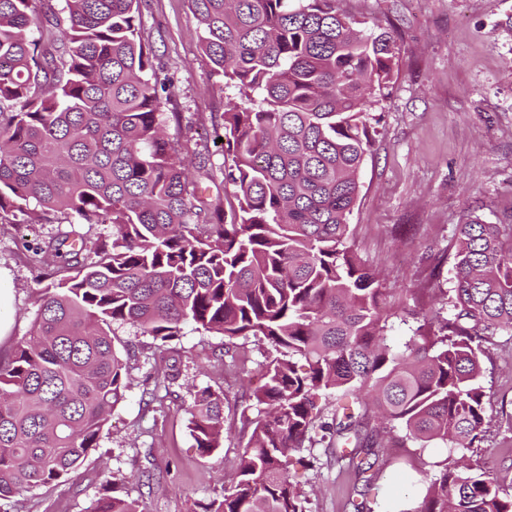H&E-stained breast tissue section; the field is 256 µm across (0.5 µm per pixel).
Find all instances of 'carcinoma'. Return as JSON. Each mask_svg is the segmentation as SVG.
I'll list each match as a JSON object with an SVG mask.
<instances>
[{"label":"carcinoma","instance_id":"carcinoma-1","mask_svg":"<svg viewBox=\"0 0 512 512\" xmlns=\"http://www.w3.org/2000/svg\"><path fill=\"white\" fill-rule=\"evenodd\" d=\"M190 2L204 55L238 90L221 115L225 208L165 132L140 0H65L45 42L29 37L31 0H0V223L71 226L33 249L55 260L42 263L30 336L0 362V502L70 479L98 448L128 388L114 323L159 347L191 323L276 352L254 394L265 414L202 512H305L286 458L318 441L370 485V401L413 441L463 452L486 435L477 379L483 343L512 331V225H458L452 317L430 311L439 333L418 328L397 351L379 277L350 244L370 111L396 66L390 32L355 28L338 0ZM84 221L112 236H81ZM332 390L326 421L317 397ZM190 415L196 447L218 451L224 391H196ZM93 512L138 510L106 495ZM406 512H512V493L445 463Z\"/></svg>","mask_w":512,"mask_h":512}]
</instances>
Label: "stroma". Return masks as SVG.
<instances>
[{
	"label": "stroma",
	"instance_id": "1",
	"mask_svg": "<svg viewBox=\"0 0 512 512\" xmlns=\"http://www.w3.org/2000/svg\"><path fill=\"white\" fill-rule=\"evenodd\" d=\"M361 29L393 32L397 65L372 109L373 146L360 172V192L350 218V242L360 261L381 275L396 315L387 332L396 348L423 323L426 313L451 317L456 228L467 217L512 224V31L504 26L512 0H340ZM142 32L157 56V75L168 86L169 134L188 143L187 157L200 190L224 200L223 129L218 119L233 90L224 86L201 50L190 0H141ZM54 224H0V267L12 276L10 332L0 337V360L28 336L40 286L32 248L56 235ZM118 349L133 350L125 398L113 410L72 479L43 487L0 506V512H92L107 482L137 501L140 512H201L221 498L234 475L260 407L254 399L263 365L273 350L255 339H238L241 368L225 369L224 338L185 326L164 348L125 324H114ZM480 380L489 433L465 456L432 441L407 440L402 426L384 429L383 466L373 512H405L421 498L444 460L464 458L472 470L492 471L512 492V430L502 406L512 401V333L487 345ZM175 364L167 397L148 403L157 371ZM223 392L224 446L202 454L189 429L194 393ZM307 466L290 474L306 497V512H349L353 477L331 463L324 448H304Z\"/></svg>",
	"mask_w": 512,
	"mask_h": 512
}]
</instances>
